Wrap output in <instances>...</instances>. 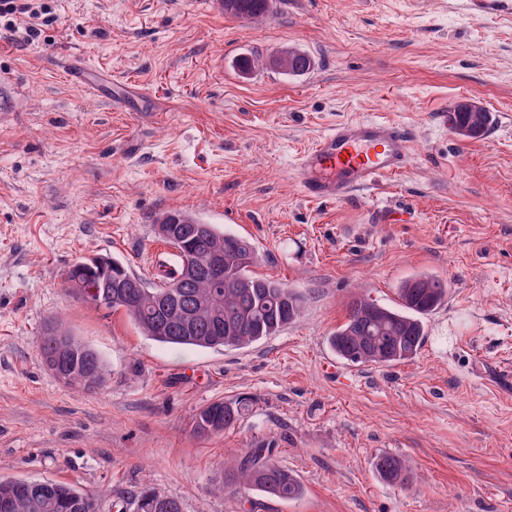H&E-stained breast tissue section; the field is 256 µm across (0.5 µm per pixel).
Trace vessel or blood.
<instances>
[{
  "mask_svg": "<svg viewBox=\"0 0 512 512\" xmlns=\"http://www.w3.org/2000/svg\"><path fill=\"white\" fill-rule=\"evenodd\" d=\"M412 158L407 127L394 120L349 119L323 133L297 161L304 193L339 200L405 170Z\"/></svg>",
  "mask_w": 512,
  "mask_h": 512,
  "instance_id": "b4317fda",
  "label": "vessel or blood"
}]
</instances>
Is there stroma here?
<instances>
[{
  "instance_id": "stroma-1",
  "label": "stroma",
  "mask_w": 512,
  "mask_h": 512,
  "mask_svg": "<svg viewBox=\"0 0 512 512\" xmlns=\"http://www.w3.org/2000/svg\"><path fill=\"white\" fill-rule=\"evenodd\" d=\"M41 2L34 33L0 18V477L71 483L98 512H134L146 487L184 512H512V0H275L259 21L216 0ZM286 46L307 72L242 66ZM75 62L98 91L73 85ZM463 100L488 112L483 137L450 129ZM351 118L407 126L410 165L308 198L300 152ZM172 209L247 238L253 273L302 294L301 318L245 348L170 347L67 294L99 254L158 284L174 261L154 219ZM422 271L448 300L417 356L338 359L349 302L395 305ZM49 320L98 352L102 391L44 367ZM218 400L248 410L198 436ZM257 443L301 498L225 492ZM382 454L405 484L381 480ZM242 405H233L224 403V401H216L204 406L194 414V431L200 436L218 435L224 432V429L233 425L242 412ZM217 418L221 420V426L214 431H210L204 427L208 423V419ZM375 468L380 478L386 482L398 484L406 480V466L395 456L379 455L375 461Z\"/></svg>"
}]
</instances>
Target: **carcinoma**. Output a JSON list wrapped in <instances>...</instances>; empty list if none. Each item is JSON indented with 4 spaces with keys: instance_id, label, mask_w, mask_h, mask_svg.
Returning <instances> with one entry per match:
<instances>
[{
    "instance_id": "carcinoma-1",
    "label": "carcinoma",
    "mask_w": 512,
    "mask_h": 512,
    "mask_svg": "<svg viewBox=\"0 0 512 512\" xmlns=\"http://www.w3.org/2000/svg\"><path fill=\"white\" fill-rule=\"evenodd\" d=\"M272 0H224V12L241 19H262L271 11ZM488 115L453 108L448 122L457 135L477 139L485 135ZM178 222L186 229L190 252L181 251L178 241L166 243L175 249L173 269L161 271L162 283L153 287L134 274L123 263L106 257L81 262L67 273L68 291L73 296L98 307L121 309L153 340L171 345L197 348H244L276 335L301 313L302 298L288 284L253 275L250 267L256 263L253 245L245 238L221 230L215 224L206 225L201 233L193 229L201 220L178 210L163 213L159 224ZM217 247L224 248V277L215 282L203 273L180 278L185 265L204 266ZM128 276L141 284L144 296L135 300L114 294L103 287L108 281ZM130 289L135 294L140 291ZM176 291L179 305L202 309L208 318L188 332L175 319L163 321L155 314L154 303ZM448 296V283L437 275L418 273L402 282L398 288L396 308L381 306L359 297L351 301L346 321L328 338L339 359L353 364H395L413 358L425 339L423 319L440 307ZM52 330L62 336L68 351L55 359L56 341L47 336ZM38 348L44 364L60 367L70 375L67 386L78 392L95 393L106 383L104 365L99 354L79 341L58 324L49 322L38 336ZM242 406L216 401L194 414V431L200 436L218 435L233 425L241 415ZM375 468L389 483L406 480V466L399 458L381 454ZM243 486L271 494L283 500L297 499L303 487L297 478L275 460V449L262 445L250 449L237 470L224 474V487L237 492ZM13 502L11 512H96L95 500L76 486L55 481L25 478L1 479L0 501ZM136 512H183L179 498L157 490H142L135 497Z\"/></svg>"
}]
</instances>
